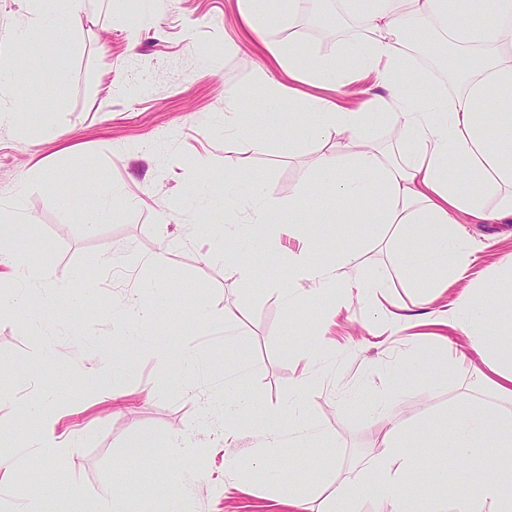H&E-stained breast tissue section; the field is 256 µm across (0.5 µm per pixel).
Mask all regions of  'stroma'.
<instances>
[{
	"label": "stroma",
	"mask_w": 512,
	"mask_h": 512,
	"mask_svg": "<svg viewBox=\"0 0 512 512\" xmlns=\"http://www.w3.org/2000/svg\"><path fill=\"white\" fill-rule=\"evenodd\" d=\"M304 22L299 7L292 23L272 18L268 33L331 59L363 43L362 32L346 25L333 7L325 8L321 31H306ZM16 52L0 43V66L16 74L12 100L21 113L16 125L0 126V203L21 200L30 218L14 249L29 268L46 269L61 281L80 276L91 284L79 304L68 305L55 303L35 280L24 281L27 309L0 317V456L18 454L27 429L39 426V419L24 418L23 412L43 388L50 393L45 412L55 420L56 435L74 442L65 456L22 474L46 488L42 512H95L117 481L129 512H293L263 480L250 476L255 457L269 452L287 482L311 480L317 464L344 480L355 464L374 455L386 429L373 413L382 395L392 397L408 425L429 421L440 431L464 402L512 410V403L484 385L471 360L455 358L467 341L445 324L442 313L461 284L427 301L398 271L401 249L389 243L392 228L321 206L325 190L310 176L323 153L344 152L346 137L315 142L308 120L289 114L275 127L259 124L271 102L256 76L265 71L280 79L284 71L246 25L238 0H146L142 15L130 13L128 0H83L71 19L24 45L20 52L36 59L35 69L16 65ZM231 110L251 134L225 131L224 114ZM254 135L268 140V150L251 151ZM242 164L262 180L277 221L287 222L293 202L300 218L326 226L316 260L340 246L358 245L359 274L389 285L380 312L397 303L418 313V321L387 336L379 332L378 312L358 301L336 314L329 299L316 296L289 312L262 283L243 282L237 264L263 273L298 250L297 240L284 230L261 250L207 262L205 225L229 224L250 210L244 197L234 208L223 204L224 180ZM109 186L125 192L128 202L119 204L109 221L88 224L90 189ZM464 233L476 255L469 281L494 280L500 260L512 254V219L468 224ZM169 241L174 248L162 269L135 268L126 260L130 254L150 257ZM148 284L167 287L170 318L148 324L141 336L113 335L114 304L138 321L140 308L128 299ZM200 299L211 309L206 326L194 313ZM228 315L243 338L237 350L224 346ZM318 319L322 336L305 335ZM186 339L196 340L221 365L246 354L250 368L231 383L221 367L184 371L176 356ZM312 342L328 359L309 367L299 352ZM145 345L166 349L170 364L142 357ZM415 347L453 356L447 386L432 392L423 379L391 378ZM106 362L117 369L114 386L122 398L116 403L105 399L94 381ZM311 380L316 388L305 392ZM237 396L251 399L253 410L228 444L222 415L208 405ZM292 400L301 401L326 440L308 438L266 450L269 411ZM139 432L152 442L139 456H127L125 445ZM175 435L207 451L204 473L187 492L167 485L171 457L164 449ZM404 442L419 463L413 475L419 512H428L435 499H453L459 490L477 492L490 473L477 454L449 471L444 482L425 483L426 467L443 460L441 449L411 434Z\"/></svg>",
	"instance_id": "obj_1"
}]
</instances>
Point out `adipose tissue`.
I'll list each match as a JSON object with an SVG mask.
<instances>
[{"label":"adipose tissue","instance_id":"1","mask_svg":"<svg viewBox=\"0 0 512 512\" xmlns=\"http://www.w3.org/2000/svg\"><path fill=\"white\" fill-rule=\"evenodd\" d=\"M341 10L366 32L362 47L349 65L324 60L291 42H273L269 49L289 77L306 75L315 82L343 88L350 75L374 74L377 94L358 111H349L332 100L300 98L272 82V98L289 103L315 118L311 134L320 140L350 134L347 154L323 155L315 178L331 196L324 205L355 208L362 222L395 227L408 247L403 267L433 264L435 273L418 280V287L436 290L466 278L473 250L459 230L469 221L512 219V0H338ZM76 0H27L28 20L21 37L51 29L75 10ZM432 56L447 55V90L420 100L416 85L430 79L428 69L415 65L416 48ZM383 125L394 131L398 152L375 146L368 131ZM378 187L379 201L367 207L371 187ZM224 194L248 195L253 206L249 229L229 239L223 226H212L210 258L225 256L229 244L243 251L264 247L257 229L271 220L262 183L247 169H238L224 183ZM25 222L19 204L0 208V284H12L20 268L12 241ZM306 243L289 254L280 275L270 278L268 292L287 309L306 303L294 285L306 281L317 295L331 294L336 305L347 295L376 306L386 284L352 276L342 280L341 270L353 267L356 249L336 251L325 263L313 259L309 249L321 231L318 225L290 221ZM455 307L457 326L469 347L485 364L488 384L502 399L512 401V339H493V311L482 291L464 289ZM378 413L389 428L382 450L357 465L345 480L327 484V493L304 486H284L281 470L267 456H259L253 473L271 485L289 504L303 507L306 500L322 504L321 512H356L355 504L366 494L384 500L386 512H415L411 475L417 466L412 449L398 444L400 423L391 415L388 400H380ZM445 448L442 465L429 471L440 483L449 469L483 450L487 461L497 463L498 451L512 447V412L492 411L473 405L457 412L450 435L438 438ZM174 454L167 478L180 488L198 478L203 451L180 437L169 444ZM430 512H512V467L495 468L477 494L459 493L454 501L438 500Z\"/></svg>","mask_w":512,"mask_h":512}]
</instances>
